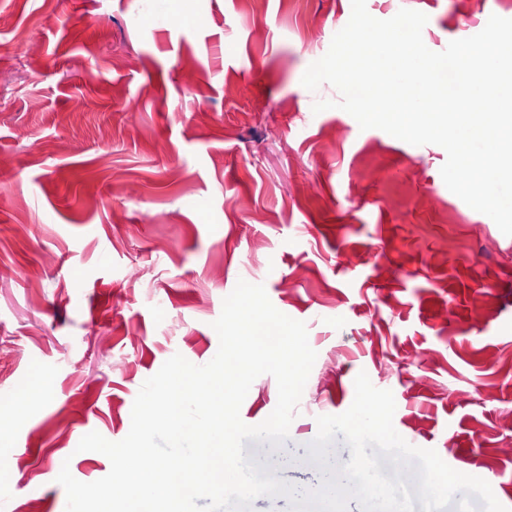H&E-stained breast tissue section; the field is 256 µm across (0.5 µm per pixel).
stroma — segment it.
I'll return each mask as SVG.
<instances>
[{"label": "stroma", "mask_w": 512, "mask_h": 512, "mask_svg": "<svg viewBox=\"0 0 512 512\" xmlns=\"http://www.w3.org/2000/svg\"><path fill=\"white\" fill-rule=\"evenodd\" d=\"M366 5L378 19L426 14L436 52L465 26L512 18L502 0ZM1 13L20 30L0 31V71L13 75L0 85V512H65L62 466L85 483L106 476L108 458L78 451L81 438H125L139 389L174 354L210 362L212 324L241 279L305 322L317 353L283 449L249 440L247 456L318 487L315 435L297 428L345 412L363 371L392 391L409 444L484 479L512 512L500 421L512 409V236L448 190L442 147L313 112L340 93L301 78L351 0H0ZM308 14L321 39L307 38ZM445 210L460 214L448 248ZM277 400L259 376L242 421L261 423Z\"/></svg>", "instance_id": "35a3bbf8"}]
</instances>
